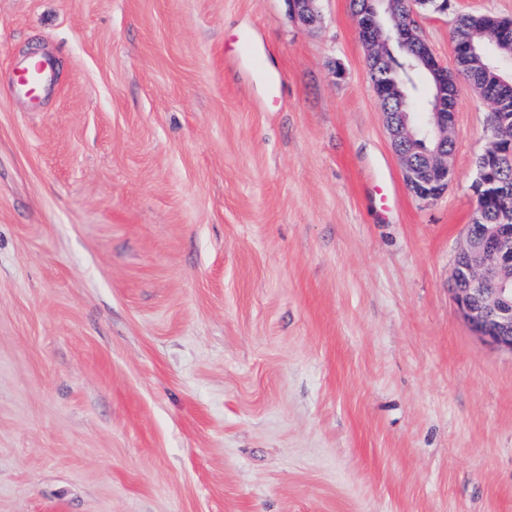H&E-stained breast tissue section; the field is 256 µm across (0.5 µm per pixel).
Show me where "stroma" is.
<instances>
[{
  "instance_id": "35a3bbf8",
  "label": "stroma",
  "mask_w": 512,
  "mask_h": 512,
  "mask_svg": "<svg viewBox=\"0 0 512 512\" xmlns=\"http://www.w3.org/2000/svg\"><path fill=\"white\" fill-rule=\"evenodd\" d=\"M317 9L0 0V512H512V353L451 292L491 107L458 79L416 199ZM463 13L512 0L420 10L450 69ZM290 3L293 18L296 22L304 25H313L318 20V12L316 10L317 0H287Z\"/></svg>"
}]
</instances>
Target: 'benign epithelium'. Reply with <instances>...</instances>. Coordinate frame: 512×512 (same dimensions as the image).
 <instances>
[{
    "label": "benign epithelium",
    "instance_id": "1",
    "mask_svg": "<svg viewBox=\"0 0 512 512\" xmlns=\"http://www.w3.org/2000/svg\"><path fill=\"white\" fill-rule=\"evenodd\" d=\"M317 0H288L296 22L310 26L317 22ZM436 0H366L354 13L360 40L369 49L368 67L374 72L393 64L390 43L406 42L420 46L417 68L433 74L436 84L430 110L418 116L410 106L409 85L404 80H387L376 87L379 102L396 104L384 111L392 147L400 161L405 184L411 194L428 202L441 196L454 178L450 131L455 113L448 111L453 85L448 69L436 58L419 35L411 17L417 6ZM491 44L506 45L512 63V23L502 24ZM497 112L498 125L488 131L489 146L481 155L490 159L503 146L512 148V113ZM453 297L458 311L477 337L512 353V214L499 217L496 224H470L457 253L453 273Z\"/></svg>",
    "mask_w": 512,
    "mask_h": 512
}]
</instances>
